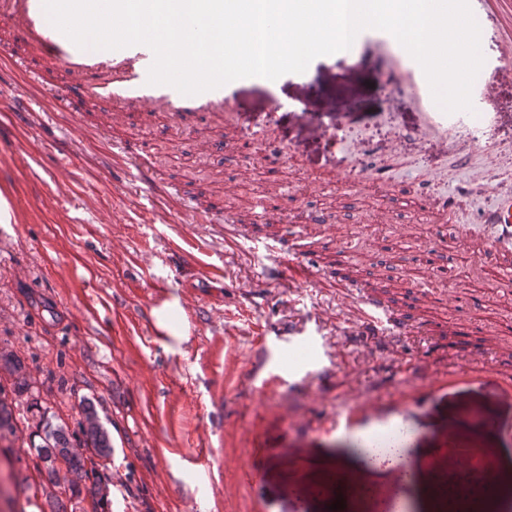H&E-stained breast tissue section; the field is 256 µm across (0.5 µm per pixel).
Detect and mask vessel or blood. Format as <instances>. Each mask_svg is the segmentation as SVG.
<instances>
[{"mask_svg":"<svg viewBox=\"0 0 512 512\" xmlns=\"http://www.w3.org/2000/svg\"><path fill=\"white\" fill-rule=\"evenodd\" d=\"M0 19L9 22L21 43L32 58L42 62L59 63L66 67L74 79L63 86H46V93L58 108L70 112L78 98L100 96L103 90L119 87L138 79L148 72L154 55L144 45H135L117 50H83L73 44L63 33L51 25L42 6V0H0ZM401 65L406 73V87L417 101L426 119L429 131L447 134L448 131L467 133L474 148H481L479 135L483 124L489 123V115L460 112L448 116L433 100L429 84L420 65L407 54L401 55ZM158 109L168 111L179 126L188 122L200 112L222 115L227 107L223 88H216L194 96L175 94L174 98L161 97L156 101ZM287 189L269 192L259 201L260 217L267 224L279 222L288 204ZM491 232L484 236L487 253L498 256L502 275H512V193L499 195L485 218ZM469 227H462L460 233L448 235L441 246H426L417 255L418 263L434 278L444 283L454 282L457 277L453 264L439 262L438 251L456 253L463 236L469 235ZM296 232L275 240L272 248L281 267L288 269L295 282L305 288H316L322 282L319 270L303 266L297 261ZM334 286L343 309L355 310L357 327L366 335L380 339L404 333L405 319L392 312L374 295L360 291L353 284L338 280ZM495 471L494 449H484L480 470L464 481L449 480L446 470L437 465H428L424 480L437 486L438 490L456 504L458 512H476L477 505L493 487ZM324 492L330 498H343L346 507H353L362 498L363 488L356 484L336 483L325 486Z\"/></svg>","mask_w":512,"mask_h":512,"instance_id":"vessel-or-blood-1","label":"vessel or blood"}]
</instances>
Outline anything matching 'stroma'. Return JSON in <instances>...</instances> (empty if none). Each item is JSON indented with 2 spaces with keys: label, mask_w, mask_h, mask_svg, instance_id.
I'll return each mask as SVG.
<instances>
[{
  "label": "stroma",
  "mask_w": 512,
  "mask_h": 512,
  "mask_svg": "<svg viewBox=\"0 0 512 512\" xmlns=\"http://www.w3.org/2000/svg\"><path fill=\"white\" fill-rule=\"evenodd\" d=\"M487 84L472 99L499 113L482 151L426 131L388 51L370 41L349 56L315 58L305 72L228 91L230 120L199 117L191 133L126 112L107 138L109 104L57 111L47 85L63 68L32 75L14 63L24 47L0 21V194L13 220L0 225V347L23 361L42 406L76 425L94 399L113 445L108 512H330L313 487L352 481L370 493L358 512H450L420 480L445 456L449 430L473 453L512 449V283L483 295L482 336L445 346L482 262L463 245L459 279L437 308L414 299L438 284L414 269L422 244L446 233L419 196L454 197L453 220L478 226L496 194L512 191V75L499 32L485 29ZM272 136L281 164L246 146ZM148 143L136 187L124 146ZM370 143L382 183L353 177ZM288 186L297 203L300 260L341 255L359 281L393 278L398 310L415 306L436 326L390 342L346 332L333 287L303 288L274 271L264 224L232 225L239 205ZM319 209L327 225L308 224ZM182 309L184 331L160 329L154 312ZM17 430L0 471L33 472L36 420L17 405ZM505 430L485 428V417ZM402 424L414 436V479L364 463L363 433ZM257 474L242 478V466Z\"/></svg>",
  "instance_id": "35a3bbf8"
}]
</instances>
